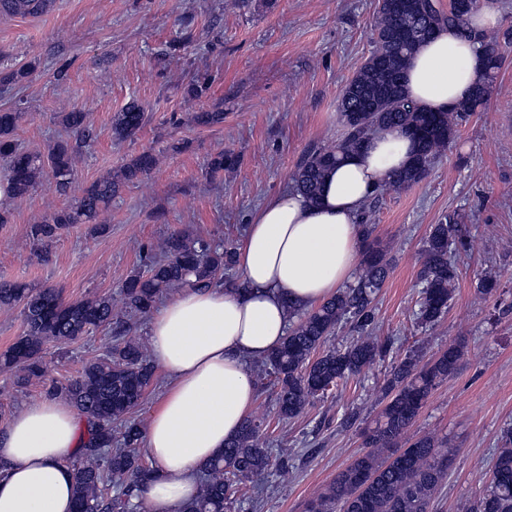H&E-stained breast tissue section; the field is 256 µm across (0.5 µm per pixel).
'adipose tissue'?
<instances>
[{
  "label": "adipose tissue",
  "mask_w": 512,
  "mask_h": 512,
  "mask_svg": "<svg viewBox=\"0 0 512 512\" xmlns=\"http://www.w3.org/2000/svg\"><path fill=\"white\" fill-rule=\"evenodd\" d=\"M498 22L483 8L468 29L437 30L405 74L409 97L431 112L466 100L483 78L469 33ZM414 149L409 134L385 130L329 172L317 202L294 191L270 197L237 248L242 288L186 289L152 314V357L168 378L144 428L154 476L136 491L152 512H179L196 493L200 464L248 417L257 388L247 363L282 343L288 304L315 307L352 279L358 215ZM79 446V415L67 401L41 399L20 410L0 438V512H73L69 462Z\"/></svg>",
  "instance_id": "ef3b65f1"
}]
</instances>
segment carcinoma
Returning <instances> with one entry per match:
<instances>
[{
    "instance_id": "1",
    "label": "carcinoma",
    "mask_w": 512,
    "mask_h": 512,
    "mask_svg": "<svg viewBox=\"0 0 512 512\" xmlns=\"http://www.w3.org/2000/svg\"><path fill=\"white\" fill-rule=\"evenodd\" d=\"M484 0H378L371 30L372 49L356 74L345 84L338 100L343 133L332 146L310 151L292 174L293 189L309 200L317 198L329 170L344 154L360 150L379 130L401 129L415 140L408 165L384 185L407 190L425 180L439 155L454 141L459 126L480 111L492 90L493 79L504 61L503 48L512 44V28L474 36L480 44L484 82L464 103L447 112H427L408 98L404 76L419 47L437 28H466L469 16ZM52 0H0V13L35 16L47 12ZM35 70L30 63L0 72V84L9 87L25 81ZM20 112H0V161L7 172L8 193L14 199L33 195L39 182L49 177L62 192L75 181L77 155L91 136L90 113H62V123L75 142L56 141L46 152H29L14 138ZM147 122L145 109L131 101L115 113L112 135L132 140ZM158 159L149 152L133 158L123 169L125 181L149 175ZM120 183L110 177L94 181L69 207L53 212L30 228L37 244L57 239L73 224H90L111 204ZM360 237L364 257L356 282L321 305L303 310L288 305L293 324L281 345L265 358L277 387L278 416H300L314 400L384 359L392 344L369 335L375 324L373 305L390 265L387 250L374 237L375 225L361 217ZM464 225L453 216L433 224L425 240L419 272L421 301L416 319L432 327L446 313L458 268L452 254L467 248ZM235 264V246L220 251L204 238L173 235L165 244L144 250L140 265L124 280L119 292L122 315L114 314L110 294L64 300L53 288L37 289L26 283H0V307L20 308L23 331L0 350V371L12 372L25 387L44 375L43 352L50 342L69 344L93 330L115 325L111 350L87 362L80 375L57 389L87 424L75 462L71 466L73 498L79 512H125L135 487L152 478L151 467L137 452L143 425L133 414L155 371L142 346L128 337L123 316H145L165 294L185 287H207L222 280ZM351 322L357 339L343 348L326 342L343 320ZM462 350L450 346L429 362L421 363L408 351L391 367L384 384L388 398L375 426L368 429V451L336 473L309 506V512H432L438 488L448 475L455 451L442 449L433 433L407 436L432 391L459 366ZM263 421L247 418L239 433L200 468L195 498L180 512H226L238 483L258 482L270 473L273 461L265 448ZM125 485L123 496L112 497L103 488ZM464 512H512V425L501 434V448L493 459L490 480Z\"/></svg>"
}]
</instances>
